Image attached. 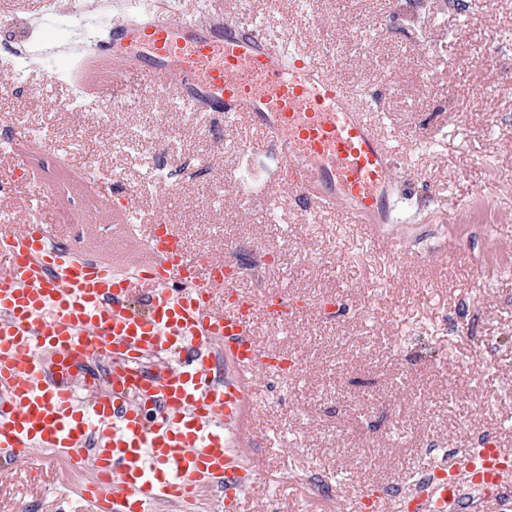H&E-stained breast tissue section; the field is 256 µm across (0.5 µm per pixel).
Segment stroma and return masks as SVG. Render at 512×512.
Masks as SVG:
<instances>
[{
    "mask_svg": "<svg viewBox=\"0 0 512 512\" xmlns=\"http://www.w3.org/2000/svg\"><path fill=\"white\" fill-rule=\"evenodd\" d=\"M280 2L277 14L267 0L245 7L223 0V8L246 24L264 18L271 37L283 17L316 20L301 52L318 53L330 41L347 89L380 94L377 106L354 99L370 107L380 135L412 134L428 144L408 152L397 173L416 218L414 228L394 229L410 240L401 269L340 211L304 213L292 169L266 177V194L287 210V223L243 204L238 148L260 136L241 122L224 121L216 133L190 125L128 77L116 81L133 100L116 120L74 108L80 91L44 39L50 12L40 0H0V27L30 29L41 44L22 65L0 54V70H22L18 85L0 93V128L52 131L26 152L0 151L7 188L0 212L15 220L29 213L38 185L28 169L38 156L64 154L78 169L96 161L100 190L118 204L145 164L178 140L183 157L211 177L132 198L142 218L177 224L193 255L220 258L231 243L270 254V264L241 284L252 295L285 289L318 299L287 327L257 321L260 341L298 357L301 369L265 383L270 445L257 451L244 512H347L358 489L383 492L409 476L428 445L470 448L484 435L512 448V0H467L458 13L435 0L419 14L423 44L393 24L414 0ZM356 33L369 51L353 47ZM494 37L498 62L480 68L476 57ZM132 131L144 134L138 153H117L120 136ZM95 215L81 203L63 217L54 202L39 219L54 225L60 247L83 238L102 246L112 227ZM93 456L86 451L75 466L43 448L0 464V512H91L73 477L93 478Z\"/></svg>",
    "mask_w": 512,
    "mask_h": 512,
    "instance_id": "stroma-1",
    "label": "stroma"
}]
</instances>
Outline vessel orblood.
<instances>
[{
  "instance_id": "obj_1",
  "label": "vessel or blood",
  "mask_w": 512,
  "mask_h": 512,
  "mask_svg": "<svg viewBox=\"0 0 512 512\" xmlns=\"http://www.w3.org/2000/svg\"><path fill=\"white\" fill-rule=\"evenodd\" d=\"M160 100L210 119L243 121L262 154L297 171L307 211L339 207L370 239L399 243V154L350 100L329 55L310 59L247 32L223 12L164 16L131 4L91 49ZM223 260L191 257L170 224L140 225L134 246L114 243L93 263L55 245L52 227L0 224V458L36 448L81 457L93 447L98 479L85 498L94 512H150L176 499L192 508L220 480L224 512H240L256 464L251 437L265 433L261 378L278 372L255 336L258 317L297 315L296 296L263 298L225 275ZM107 353L112 378L82 366ZM93 390L78 405L76 386ZM434 476L396 497L366 491L354 512H504L512 503V448L486 440L433 457Z\"/></svg>"
}]
</instances>
